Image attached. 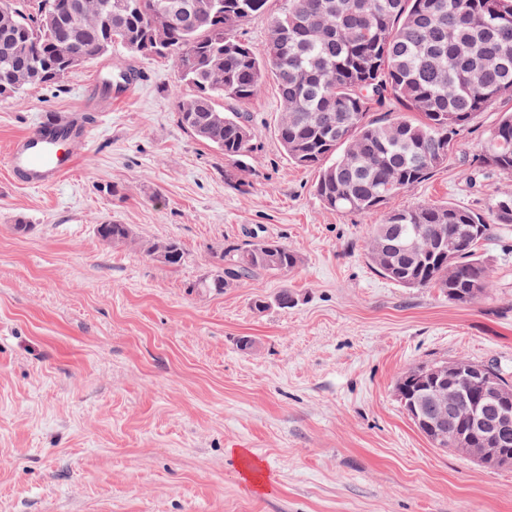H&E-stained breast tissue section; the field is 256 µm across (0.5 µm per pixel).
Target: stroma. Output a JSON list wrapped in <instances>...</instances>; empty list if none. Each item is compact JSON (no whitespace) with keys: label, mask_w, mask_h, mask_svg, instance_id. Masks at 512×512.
<instances>
[{"label":"stroma","mask_w":512,"mask_h":512,"mask_svg":"<svg viewBox=\"0 0 512 512\" xmlns=\"http://www.w3.org/2000/svg\"><path fill=\"white\" fill-rule=\"evenodd\" d=\"M130 67L146 79L128 97L104 88ZM188 92L172 59L116 46L59 85L0 97V512H512V468L433 448L396 394L421 364L512 371V230L482 250L479 302L399 286L365 258L370 219L325 208L316 171L288 160L273 76L248 106L258 134L243 166L179 124ZM510 110L482 113L390 207L482 211L512 191L462 176ZM75 112L101 123L70 144L73 171L17 183L11 141ZM106 220L137 243L108 246ZM256 236L287 243L300 266L197 290L225 243ZM170 238L177 268L143 250ZM255 463L270 492L244 485Z\"/></svg>","instance_id":"obj_1"}]
</instances>
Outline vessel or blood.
<instances>
[{
  "instance_id": "1",
  "label": "vessel or blood",
  "mask_w": 512,
  "mask_h": 512,
  "mask_svg": "<svg viewBox=\"0 0 512 512\" xmlns=\"http://www.w3.org/2000/svg\"><path fill=\"white\" fill-rule=\"evenodd\" d=\"M91 128L83 115L63 119L60 125L42 124L13 141L8 167L18 182L31 187L56 183L76 166L74 155L60 147L62 139L86 140Z\"/></svg>"
}]
</instances>
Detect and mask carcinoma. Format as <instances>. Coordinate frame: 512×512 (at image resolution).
I'll return each instance as SVG.
<instances>
[{
	"label": "carcinoma",
	"instance_id": "obj_1",
	"mask_svg": "<svg viewBox=\"0 0 512 512\" xmlns=\"http://www.w3.org/2000/svg\"><path fill=\"white\" fill-rule=\"evenodd\" d=\"M76 0H0V96L57 85L88 61L120 45L133 55L170 57L190 94L178 120L224 159L242 164L256 130L247 106L266 74L282 108L274 134L294 164L318 171L315 195L328 208L374 218L366 258L381 276L405 288H436L475 303L489 293L490 274L478 250L512 226V192L483 211L453 205L390 209L389 200L447 163L455 137L478 116L512 98V0H97L84 23L63 26ZM194 14L167 25L162 5ZM264 18L262 53L238 35ZM386 108V118L373 112ZM491 173L512 180V113L490 130L465 179ZM109 243L134 242L127 224L97 225ZM442 234L453 257L428 249L417 258L404 246ZM162 263L184 262L173 239L149 243ZM220 272L196 287L222 292L271 273H288L301 257L286 243L257 239L226 244Z\"/></svg>",
	"mask_w": 512,
	"mask_h": 512
}]
</instances>
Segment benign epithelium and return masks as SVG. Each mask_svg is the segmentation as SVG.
<instances>
[{
	"label": "benign epithelium",
	"mask_w": 512,
	"mask_h": 512,
	"mask_svg": "<svg viewBox=\"0 0 512 512\" xmlns=\"http://www.w3.org/2000/svg\"><path fill=\"white\" fill-rule=\"evenodd\" d=\"M423 386L420 406L413 410L418 427L438 449L477 462L484 467L511 468L512 448L497 443L512 431V395L502 389L492 371L466 359L424 368L417 373ZM460 401L470 411L463 425L448 429V412Z\"/></svg>",
	"instance_id": "7a95c632"
}]
</instances>
